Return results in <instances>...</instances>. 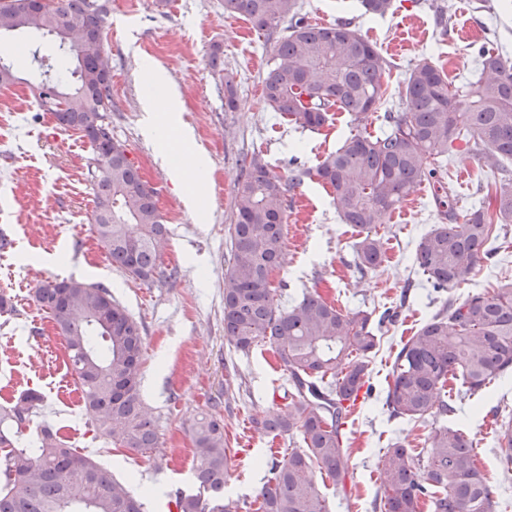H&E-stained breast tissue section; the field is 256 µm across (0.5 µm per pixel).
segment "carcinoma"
<instances>
[{
	"mask_svg": "<svg viewBox=\"0 0 512 512\" xmlns=\"http://www.w3.org/2000/svg\"><path fill=\"white\" fill-rule=\"evenodd\" d=\"M363 14L383 17L393 0H359ZM39 0H0V25L59 40L47 54L29 49L31 62L53 70L47 79L63 95L80 94L78 111L55 110L58 125L87 140L97 240L112 265L144 283L161 276L168 229L125 146L112 139V73L104 66L106 3L56 0L40 13ZM224 12L246 16L270 35L280 32L272 65L262 79L267 106L295 129L316 131L346 113L361 124L379 110V134L346 137L314 168L285 179L263 158L244 162L237 182L235 220L229 225L231 261L224 271V339L247 353L260 342L275 346L288 376V412L272 406L258 425L277 437L297 436L301 446L269 462L259 491L260 512H329L310 477L318 467L345 485L349 449L345 419L370 373L384 330L397 313L345 312L317 293L282 306L271 288L273 271L286 254L288 191L304 175L332 190L341 220L357 232L354 263L361 273L384 261L375 232L384 216L425 182L442 184L448 155L463 143L490 169L512 164V55L481 45L473 77L452 90L448 76L423 60L404 80L402 111L386 109L382 75L390 61L347 21L311 24L300 0H224ZM16 51L0 42V86L18 81L8 58ZM448 223L424 234L415 262L435 291L460 284L477 262L493 257L500 230L512 224V175L504 174L482 205L459 215L448 206ZM36 299L63 337L68 369L80 390L85 414L107 427L112 443L148 451L159 435L139 397L143 327L104 286L74 279L48 281ZM107 311L99 332L89 317ZM512 371V281L463 299L448 297L396 353L385 406L391 418L425 423L456 412L442 397L451 379L475 394ZM35 390L0 406V512H146L145 499L112 478L94 459L43 427L31 440L23 432ZM198 461V492L177 491L176 512H227L224 477L230 449L224 422L207 413L192 425ZM503 472H512V419L496 434ZM426 463L417 467L413 449L396 442L385 449L379 512H495L491 485L477 467L472 442L461 428L443 425L425 438Z\"/></svg>",
	"mask_w": 512,
	"mask_h": 512,
	"instance_id": "carcinoma-1",
	"label": "carcinoma"
}]
</instances>
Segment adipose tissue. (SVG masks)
Masks as SVG:
<instances>
[{
  "label": "adipose tissue",
  "instance_id": "adipose-tissue-1",
  "mask_svg": "<svg viewBox=\"0 0 512 512\" xmlns=\"http://www.w3.org/2000/svg\"><path fill=\"white\" fill-rule=\"evenodd\" d=\"M145 82L148 86L142 100L145 134L149 138L158 139L164 130L176 129L184 149L177 153L165 154L164 160L177 183H193L194 189L188 195V202L196 211H204L206 197L203 193V183L208 176V163L204 153L190 145L193 138L192 129L180 124L177 119L181 109L180 94L167 83L163 73L157 68L147 69Z\"/></svg>",
  "mask_w": 512,
  "mask_h": 512
}]
</instances>
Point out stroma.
Returning <instances> with one entry per match:
<instances>
[{
	"label": "stroma",
	"instance_id": "obj_1",
	"mask_svg": "<svg viewBox=\"0 0 512 512\" xmlns=\"http://www.w3.org/2000/svg\"><path fill=\"white\" fill-rule=\"evenodd\" d=\"M310 22L351 21L383 52L392 68L383 77L390 103L400 104L402 81L418 61L442 66L453 85L469 78L475 51L492 40L512 49V12L490 14L478 0H394L385 17L363 15L357 0H302ZM104 47L112 69V137L123 143L144 180L157 191V205L169 233L161 254L162 275L146 285L115 268L90 232L94 195L87 179L89 144L42 111L31 89L38 77L29 58L14 59L19 83L0 87V233L12 248L0 252V295L22 297L24 306L0 313V404L34 389L43 401L33 410L25 437L40 425L58 429L70 446L91 456L136 493L152 490L150 512H163L160 494L193 488L196 458L190 428L212 403L226 402L224 434L230 448L224 499L233 512H257V499L271 447H294L287 436L257 428L288 380L268 344L249 353L224 338V270L230 259L228 227L233 222L237 181L244 158L258 154L269 169L289 176L298 156L315 167L336 151L355 125L345 114L333 125L310 132L294 129L262 97V77L274 42L242 15L224 12V0H109ZM466 30L468 42L445 39ZM220 48L223 69L210 63ZM162 68L180 92L181 120L194 132L195 148L209 159L205 214H195L183 189L172 181L165 152L179 148L176 134L150 140L142 132L145 65ZM233 77L237 104L224 108V79ZM449 188L421 185L399 210L402 223L384 217L377 226L386 251L382 267L359 273L354 266L356 231L344 224L331 190L302 178L288 194L286 259L272 275L282 302L306 292L349 310L396 311L395 325L381 337L370 369V397L359 399L345 426L350 470L345 486L320 469L313 479L330 512H375L381 486V457L391 443L421 449L427 428L390 418L383 397L396 353L441 306L429 296L414 263L421 236L439 224L438 200L452 199L465 213L494 180L474 153L455 152L447 170ZM498 251L478 263L453 288L454 297L496 287L512 279V225L501 230ZM75 279L107 287L144 327L140 394L158 426L159 445L141 454L112 447L88 420L80 392L66 366L62 337L34 300L44 282ZM455 424L473 440L480 469L496 489V512H512V473H503L495 445L494 409L512 412V376L472 396L457 398Z\"/></svg>",
	"mask_w": 512,
	"mask_h": 512
}]
</instances>
